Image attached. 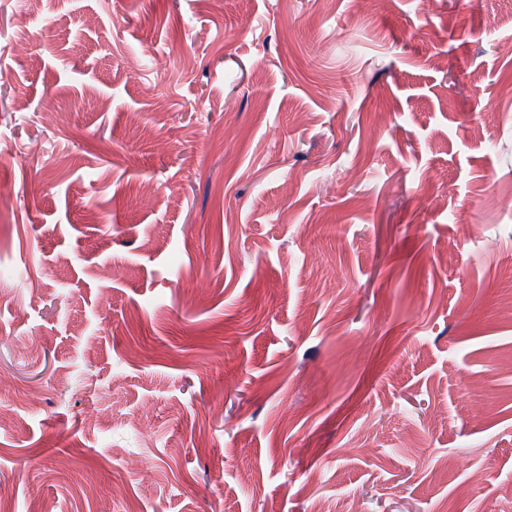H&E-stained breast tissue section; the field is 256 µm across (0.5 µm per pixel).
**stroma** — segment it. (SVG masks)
I'll list each match as a JSON object with an SVG mask.
<instances>
[{
  "mask_svg": "<svg viewBox=\"0 0 512 512\" xmlns=\"http://www.w3.org/2000/svg\"><path fill=\"white\" fill-rule=\"evenodd\" d=\"M511 294L512 0H0V512H512Z\"/></svg>",
  "mask_w": 512,
  "mask_h": 512,
  "instance_id": "35a3bbf8",
  "label": "stroma"
}]
</instances>
